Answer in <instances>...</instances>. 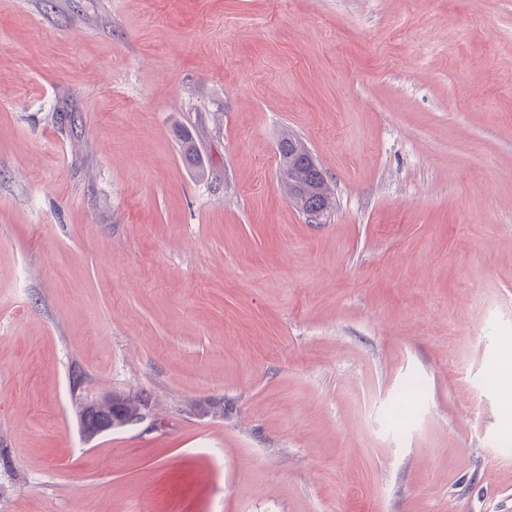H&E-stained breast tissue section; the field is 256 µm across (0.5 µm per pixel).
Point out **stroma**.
Masks as SVG:
<instances>
[{"mask_svg": "<svg viewBox=\"0 0 512 512\" xmlns=\"http://www.w3.org/2000/svg\"><path fill=\"white\" fill-rule=\"evenodd\" d=\"M507 346L512 0H0V512H512ZM124 409L126 411H133L137 408L140 399L143 394L135 393L134 395H124ZM123 397L121 395L112 394L102 396L98 403H107L108 412L114 411V417H112V427L123 429L130 425L142 423L148 419H153V408L152 402L147 396H143L141 407L134 413L124 411L122 407Z\"/></svg>", "mask_w": 512, "mask_h": 512, "instance_id": "1", "label": "stroma"}]
</instances>
